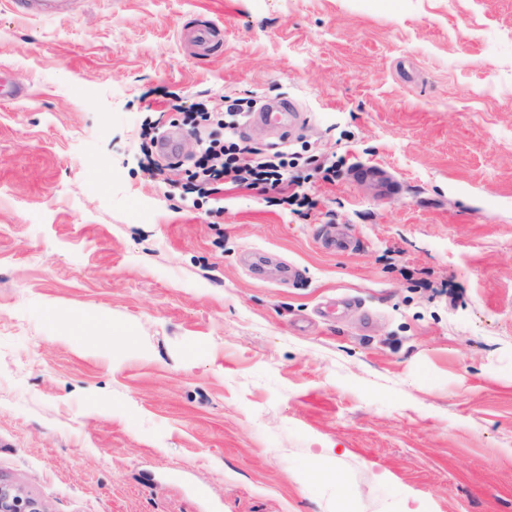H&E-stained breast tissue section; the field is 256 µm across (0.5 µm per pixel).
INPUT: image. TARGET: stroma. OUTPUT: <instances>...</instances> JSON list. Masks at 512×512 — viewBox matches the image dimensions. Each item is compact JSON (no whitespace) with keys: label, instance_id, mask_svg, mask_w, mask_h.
I'll return each mask as SVG.
<instances>
[{"label":"stroma","instance_id":"1","mask_svg":"<svg viewBox=\"0 0 512 512\" xmlns=\"http://www.w3.org/2000/svg\"><path fill=\"white\" fill-rule=\"evenodd\" d=\"M236 98L296 105L238 132L304 158L311 207L183 196L224 133L197 103ZM326 448L342 486L302 480ZM0 481L46 512H512V0H0Z\"/></svg>","mask_w":512,"mask_h":512}]
</instances>
